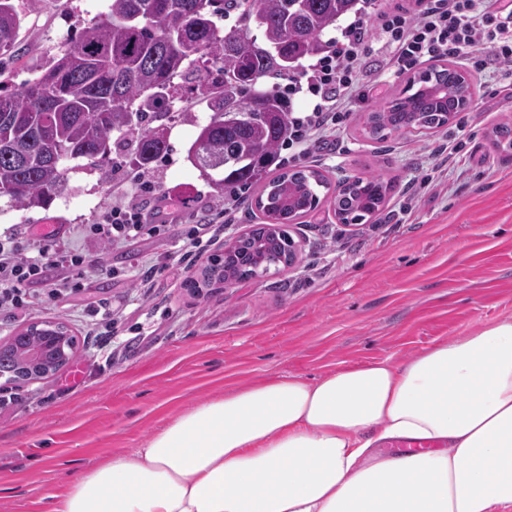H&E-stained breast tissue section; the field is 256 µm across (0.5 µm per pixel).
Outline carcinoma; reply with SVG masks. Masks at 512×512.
Here are the masks:
<instances>
[{
  "label": "carcinoma",
  "mask_w": 512,
  "mask_h": 512,
  "mask_svg": "<svg viewBox=\"0 0 512 512\" xmlns=\"http://www.w3.org/2000/svg\"><path fill=\"white\" fill-rule=\"evenodd\" d=\"M360 0H108L103 16L81 28L34 80L9 85L26 13L0 0V198L47 209L67 190L56 158L150 173L170 151V105L189 95L206 105L187 159L212 188H255L260 214L250 232L224 246L223 263L201 267L200 283L237 281L288 266V232L332 199L341 224H359L384 206L391 181L352 176L344 187L311 167L278 163L288 139V103L263 87L299 61L330 50L326 34ZM237 14L229 30L217 21ZM470 76L441 63L411 77L386 106L368 114L364 133L382 141L425 135L470 108ZM512 150V122L495 128Z\"/></svg>",
  "instance_id": "1"
}]
</instances>
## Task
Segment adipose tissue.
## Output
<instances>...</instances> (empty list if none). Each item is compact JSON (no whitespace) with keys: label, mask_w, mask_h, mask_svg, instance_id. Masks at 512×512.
<instances>
[{"label":"adipose tissue","mask_w":512,"mask_h":512,"mask_svg":"<svg viewBox=\"0 0 512 512\" xmlns=\"http://www.w3.org/2000/svg\"><path fill=\"white\" fill-rule=\"evenodd\" d=\"M391 440L409 447L380 454ZM51 512H512V317L201 402Z\"/></svg>","instance_id":"adipose-tissue-1"}]
</instances>
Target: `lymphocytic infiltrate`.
<instances>
[{
	"mask_svg": "<svg viewBox=\"0 0 512 512\" xmlns=\"http://www.w3.org/2000/svg\"><path fill=\"white\" fill-rule=\"evenodd\" d=\"M377 26L395 71L435 58L466 55L477 45L484 46L486 54L474 59V66L496 64L512 71V0H494L481 11L476 0H413L412 6L379 14ZM365 27L363 19H355L343 29L333 50L289 78V95L307 92L316 99L312 107L290 118L293 132L287 147L294 157H306L334 137L348 116L350 100L366 95ZM165 232V225L147 223L136 207L113 208L100 223L84 228L87 237L113 248ZM51 264H65L77 272L83 269L85 256L54 233L24 228L0 235V307L26 311L30 302L24 287L38 282Z\"/></svg>",
	"mask_w": 512,
	"mask_h": 512,
	"instance_id": "f902f5d3",
	"label": "lymphocytic infiltrate"
}]
</instances>
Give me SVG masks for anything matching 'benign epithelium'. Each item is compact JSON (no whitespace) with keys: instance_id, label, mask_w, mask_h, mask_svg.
Returning <instances> with one entry per match:
<instances>
[{"instance_id":"obj_1","label":"benign epithelium","mask_w":512,"mask_h":512,"mask_svg":"<svg viewBox=\"0 0 512 512\" xmlns=\"http://www.w3.org/2000/svg\"><path fill=\"white\" fill-rule=\"evenodd\" d=\"M24 335L25 346L11 366L0 368L3 385H19L37 381L65 367L75 356L78 343L71 330L57 322L34 320L12 336Z\"/></svg>"}]
</instances>
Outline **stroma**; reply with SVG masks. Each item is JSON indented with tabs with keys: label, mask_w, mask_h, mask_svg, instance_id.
Masks as SVG:
<instances>
[{
	"label": "stroma",
	"mask_w": 512,
	"mask_h": 512,
	"mask_svg": "<svg viewBox=\"0 0 512 512\" xmlns=\"http://www.w3.org/2000/svg\"><path fill=\"white\" fill-rule=\"evenodd\" d=\"M107 0H39L29 12L13 81L34 80L66 38L105 12ZM366 80L377 95L358 99L336 142L307 166L329 178L379 175L396 187L364 224H339L321 204L290 225L295 264L197 296L186 286L200 266L185 262L184 223L224 204L187 161L195 122L208 112L184 97L171 122L173 152L154 188L180 218L161 237L106 248L83 237L134 182L102 179L87 166L68 172L69 193L48 209L0 199V234L28 224L57 226L86 256L76 294L56 299L69 274L49 268L28 286L29 312L0 311V341L36 319L66 324L78 349L69 365L37 382L0 388V512H50L76 469L143 447L196 403L274 376L313 379L372 360L400 364L427 346L512 317V152L492 130L512 121L501 72H474L473 105L443 130L377 142L364 137L369 112L393 99L408 74L390 73L379 36L367 48ZM157 266L151 287L110 278L107 269Z\"/></svg>",
	"instance_id": "stroma-1"
}]
</instances>
